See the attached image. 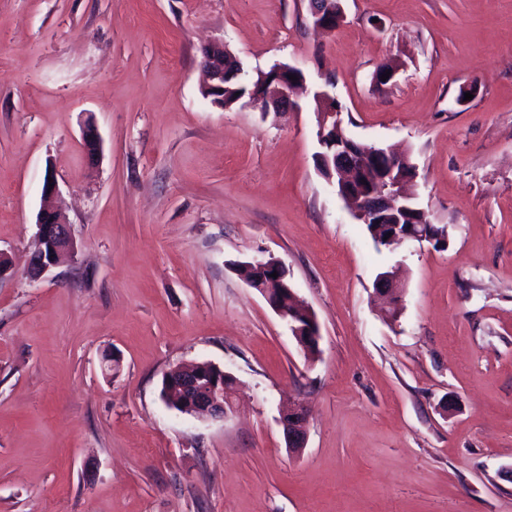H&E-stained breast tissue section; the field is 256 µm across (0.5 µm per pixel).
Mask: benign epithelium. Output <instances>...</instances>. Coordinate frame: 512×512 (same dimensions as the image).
<instances>
[{
	"label": "benign epithelium",
	"mask_w": 512,
	"mask_h": 512,
	"mask_svg": "<svg viewBox=\"0 0 512 512\" xmlns=\"http://www.w3.org/2000/svg\"><path fill=\"white\" fill-rule=\"evenodd\" d=\"M312 22L317 27L332 28L344 18L342 0H308ZM201 67L206 83L201 89L204 98L226 107V94L230 85L243 83V69L222 43H215L202 51ZM295 79H289V76ZM305 80L303 72L288 64H277L270 72H258L250 81L248 104L267 114L286 112L297 106L293 99L295 90ZM318 115L317 155L319 172L328 180L336 181L337 194H349L350 187L357 188V199L349 206L356 220L362 224H383L391 236L385 244L429 242L436 243L433 224L425 221L426 213L418 209V219L400 216L398 209H405L403 201L416 197L407 186L416 179V169L409 160L389 148L358 143L342 134L341 110L336 99L326 91L314 93ZM83 145L88 158L96 161L101 151L100 137L91 124L83 131ZM38 246L28 263L31 277L38 278L49 270L64 251L74 252L76 242L69 226L49 207L43 208L37 218ZM244 276L249 287L259 292L269 306L288 322L292 335L305 350L318 345L320 331L315 313L294 300L286 267L276 258L255 259L243 264ZM277 273V278L270 274ZM375 292L388 300L387 319L396 321V304L402 293L398 273L381 274L374 284ZM236 387L234 375L219 366L204 362L188 368L168 371L164 400L179 412L197 418H222L232 410ZM307 413L304 406L295 403L282 412L279 423L286 447L299 451L306 446L304 428Z\"/></svg>",
	"instance_id": "benign-epithelium-1"
}]
</instances>
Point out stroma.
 Here are the masks:
<instances>
[{
  "label": "stroma",
  "mask_w": 512,
  "mask_h": 512,
  "mask_svg": "<svg viewBox=\"0 0 512 512\" xmlns=\"http://www.w3.org/2000/svg\"><path fill=\"white\" fill-rule=\"evenodd\" d=\"M343 6L319 31L308 0H0V512H512V0ZM214 40L301 69L300 111L212 105ZM316 89L408 155L446 248L375 246L317 168ZM50 176L77 249L33 279ZM268 257L316 357L237 272ZM195 362L237 378L224 418L162 400ZM391 270H393V273L381 274L377 276L374 289L380 297L388 300L390 309L387 313V319L389 322H394L396 321L398 315L396 304L400 294L402 293L403 287L399 281L397 271L395 269ZM306 417V409L300 403L288 406V409L282 412L279 417L285 444L289 450L299 451L305 448L307 442L304 428Z\"/></svg>",
  "instance_id": "obj_1"
}]
</instances>
